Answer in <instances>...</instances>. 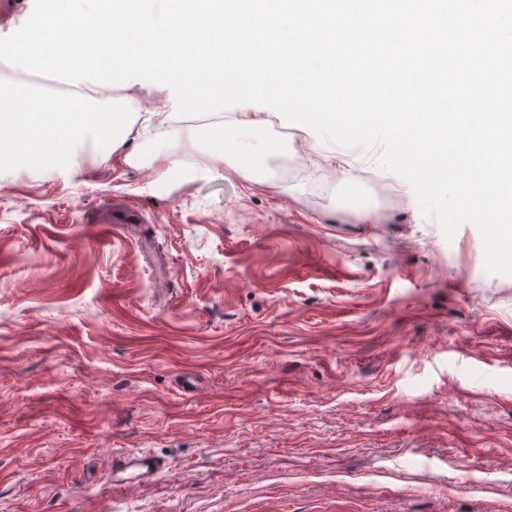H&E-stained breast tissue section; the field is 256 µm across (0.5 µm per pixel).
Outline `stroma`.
<instances>
[{
    "mask_svg": "<svg viewBox=\"0 0 512 512\" xmlns=\"http://www.w3.org/2000/svg\"><path fill=\"white\" fill-rule=\"evenodd\" d=\"M130 146L0 166V512H512V276L477 228L416 221L368 167L376 221ZM271 136L299 149L304 125ZM142 224L100 222L103 201ZM194 385L183 390L181 381ZM167 469L113 491L120 454Z\"/></svg>",
    "mask_w": 512,
    "mask_h": 512,
    "instance_id": "1",
    "label": "stroma"
}]
</instances>
